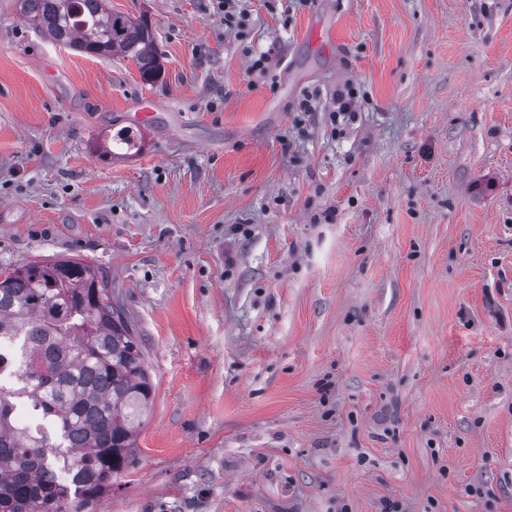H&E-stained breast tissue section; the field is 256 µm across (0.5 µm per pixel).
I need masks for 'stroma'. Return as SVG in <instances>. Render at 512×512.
Returning <instances> with one entry per match:
<instances>
[{
	"instance_id": "obj_1",
	"label": "stroma",
	"mask_w": 512,
	"mask_h": 512,
	"mask_svg": "<svg viewBox=\"0 0 512 512\" xmlns=\"http://www.w3.org/2000/svg\"><path fill=\"white\" fill-rule=\"evenodd\" d=\"M107 5L156 82L0 0V272L104 270L154 386L97 512H512V0ZM358 90L353 85H347L343 90L336 93V108L331 112L332 121L336 118L353 119L357 111Z\"/></svg>"
}]
</instances>
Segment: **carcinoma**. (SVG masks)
<instances>
[{
  "label": "carcinoma",
  "mask_w": 512,
  "mask_h": 512,
  "mask_svg": "<svg viewBox=\"0 0 512 512\" xmlns=\"http://www.w3.org/2000/svg\"><path fill=\"white\" fill-rule=\"evenodd\" d=\"M48 40L87 55L136 61L160 76L148 21L114 14L106 0H19ZM24 336L28 360L0 385V512H95L112 479L136 461L153 397L143 342L112 281L77 257L18 265L0 279V338ZM27 405L47 426L18 419ZM74 472L63 484L57 470Z\"/></svg>",
  "instance_id": "cac0c4a2"
}]
</instances>
